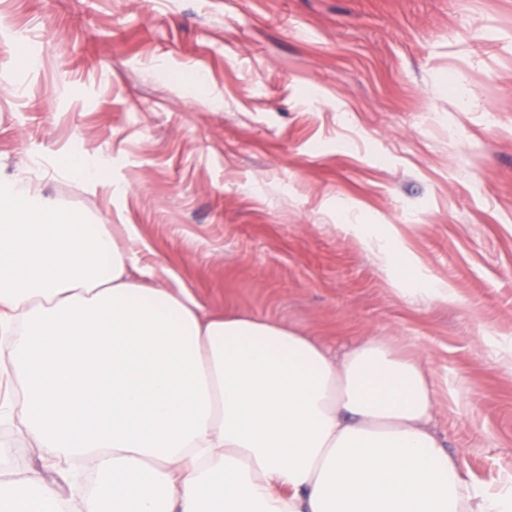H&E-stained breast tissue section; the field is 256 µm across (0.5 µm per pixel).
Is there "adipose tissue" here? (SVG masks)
Wrapping results in <instances>:
<instances>
[{
  "label": "adipose tissue",
  "instance_id": "adipose-tissue-1",
  "mask_svg": "<svg viewBox=\"0 0 512 512\" xmlns=\"http://www.w3.org/2000/svg\"><path fill=\"white\" fill-rule=\"evenodd\" d=\"M138 271L109 231L0 183V377L39 447L97 473L81 512H512V477L472 480L430 376L384 337L338 357ZM0 512L68 506L27 477Z\"/></svg>",
  "mask_w": 512,
  "mask_h": 512
}]
</instances>
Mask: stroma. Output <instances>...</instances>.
I'll return each mask as SVG.
<instances>
[{
	"label": "stroma",
	"instance_id": "1",
	"mask_svg": "<svg viewBox=\"0 0 512 512\" xmlns=\"http://www.w3.org/2000/svg\"><path fill=\"white\" fill-rule=\"evenodd\" d=\"M20 30L47 49L23 69ZM87 157L98 184L71 172ZM1 180L208 312L335 354L387 338L428 371L472 479L512 473V0H0ZM21 418L0 423V479L87 496ZM383 252L390 268L393 282L395 285L402 284L412 268L411 259L403 250L395 249L389 243H385Z\"/></svg>",
	"mask_w": 512,
	"mask_h": 512
}]
</instances>
